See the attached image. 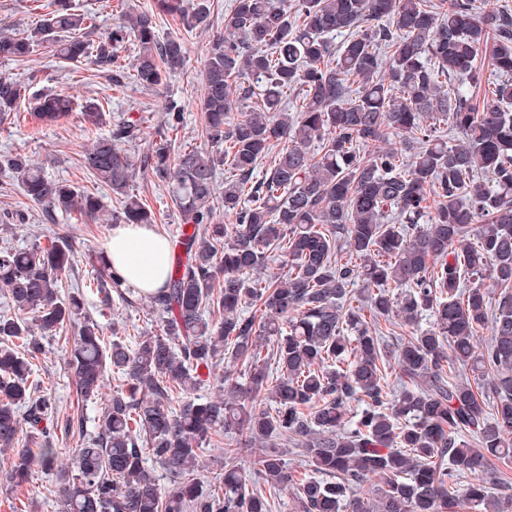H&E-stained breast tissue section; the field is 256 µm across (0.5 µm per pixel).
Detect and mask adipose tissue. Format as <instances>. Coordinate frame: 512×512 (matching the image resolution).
Returning a JSON list of instances; mask_svg holds the SVG:
<instances>
[{
    "label": "adipose tissue",
    "instance_id": "obj_1",
    "mask_svg": "<svg viewBox=\"0 0 512 512\" xmlns=\"http://www.w3.org/2000/svg\"><path fill=\"white\" fill-rule=\"evenodd\" d=\"M168 240L152 228L121 224L112 231L108 259L127 284L143 294L161 288L169 268Z\"/></svg>",
    "mask_w": 512,
    "mask_h": 512
}]
</instances>
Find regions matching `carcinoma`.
Returning <instances> with one entry per match:
<instances>
[{"instance_id":"obj_1","label":"carcinoma","mask_w":512,"mask_h":512,"mask_svg":"<svg viewBox=\"0 0 512 512\" xmlns=\"http://www.w3.org/2000/svg\"><path fill=\"white\" fill-rule=\"evenodd\" d=\"M157 13L178 16L189 32L209 9L206 0L191 10L156 0L155 12L131 8L93 43L92 15L55 0L30 33L0 35V59L45 45L151 92L185 59L183 35L159 39ZM129 41L138 52L123 64L118 47ZM25 91L0 78V123ZM290 91L302 100L294 114ZM202 109L211 150L174 159L163 141L139 164L166 184L182 221V255L149 295L160 333L129 347L82 314V294L61 295L74 262L65 236L0 251V291L14 310L0 317L5 480L20 487L39 464L55 474L63 512H270L264 486L292 487L299 512H506L512 484L496 463L512 462V6L234 0L224 34L210 41ZM70 112L72 101L54 93L31 109L42 123ZM103 117L100 104L83 106L88 131ZM139 124L118 122L85 156L118 203L114 224L154 222L130 190L137 164L121 148ZM273 150L270 170L254 178ZM0 167L50 211H100L94 193L23 154ZM217 201L234 223L221 220ZM274 253L286 272L254 277ZM99 259L95 293L107 309L124 279ZM393 311L410 330L391 345L378 318ZM425 312L433 325L421 329ZM72 324L67 366L81 401L99 395L108 371L122 384L95 432L81 417L70 422L81 448L60 467L41 426L53 402L32 379L33 361L43 339ZM223 360L248 369L249 382L226 373L218 399L172 410L171 387L193 391L200 370ZM267 390L272 411L260 407ZM355 400L363 408L349 417ZM216 433L231 437L220 495L199 474ZM288 440L306 466L301 477L286 460ZM255 449L252 469L234 464Z\"/></svg>"}]
</instances>
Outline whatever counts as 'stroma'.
I'll list each match as a JSON object with an SVG mask.
<instances>
[{
	"instance_id": "stroma-1",
	"label": "stroma",
	"mask_w": 512,
	"mask_h": 512,
	"mask_svg": "<svg viewBox=\"0 0 512 512\" xmlns=\"http://www.w3.org/2000/svg\"><path fill=\"white\" fill-rule=\"evenodd\" d=\"M72 7L96 16V32L104 34L118 24L125 4L148 9L153 0H70ZM233 0H208L209 16L204 27L184 32L178 17L158 15L159 37L184 33L186 61L183 69L166 78L160 92H145L135 86H113L106 74L87 65L59 62L47 48H37L21 61H1L0 77L30 81L31 94L53 91L70 96L77 109L67 120L45 125L30 114L29 100H22L18 122L0 125V156L22 153L43 166L52 178L91 186L92 176L83 166V157L95 140L88 133L80 106L88 101L102 104L110 121L134 117L141 121V136L126 143L127 152L142 158L158 138H165L172 154L188 150L207 151L211 144L205 133L204 115L198 102L203 91V73L208 44L217 32L224 29V17L230 12ZM175 100L183 108V121L177 130H169L165 122L164 107L167 100ZM146 207L152 211L155 230L173 237L180 216L173 205L165 184L150 171L137 169L131 184ZM103 210L96 219H87L79 213L59 214L47 218L41 206L29 201L22 193L11 173L0 171V248L12 246L26 248L47 243L54 234H62L72 241L75 258L72 268L63 280L72 287L88 286L99 270L97 257L105 251L112 239L111 214L115 200L110 192H103ZM87 312L98 318L106 335L118 337L126 344H134L137 337L152 335L161 326V315L149 298L132 294L130 301L113 297L112 310L101 313L97 296L87 298ZM74 329H66L61 336L43 343V352L34 368L44 393L51 396L56 406L51 435L60 448V462H67L81 441L77 433L66 430L67 418L83 415L93 421L112 396L119 380L116 374H107L97 400L84 405L78 403L76 385L67 369L66 359L73 341ZM9 457L0 455V512H13L21 506L23 512H61L53 491V479L40 467H33L27 483L14 487L7 483L4 473L9 468Z\"/></svg>"
}]
</instances>
